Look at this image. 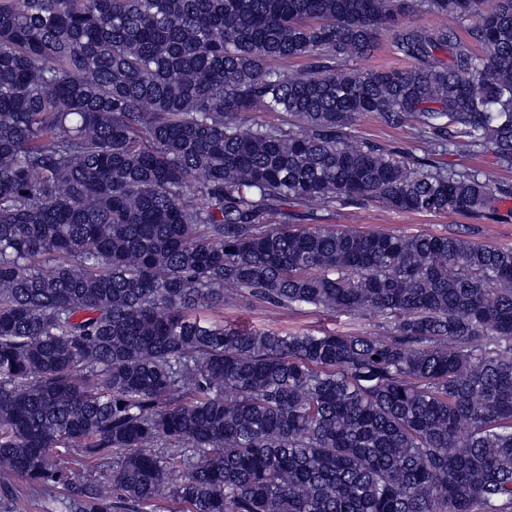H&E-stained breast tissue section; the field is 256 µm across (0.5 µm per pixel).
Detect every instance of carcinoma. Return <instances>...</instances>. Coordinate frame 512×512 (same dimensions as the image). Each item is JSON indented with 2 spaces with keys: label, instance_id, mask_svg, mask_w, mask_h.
Masks as SVG:
<instances>
[{
  "label": "carcinoma",
  "instance_id": "carcinoma-1",
  "mask_svg": "<svg viewBox=\"0 0 512 512\" xmlns=\"http://www.w3.org/2000/svg\"><path fill=\"white\" fill-rule=\"evenodd\" d=\"M484 4L0 0V512L19 481L50 512L164 487L179 512H512V250L318 215L512 196L444 161L512 168V0ZM384 31L408 65L346 68ZM363 115L427 153L355 140ZM235 291L388 330L207 315ZM408 25L421 26L426 28H442L447 27L464 38H467L466 28L470 26V22L461 20L455 15H437V14H419L409 20Z\"/></svg>",
  "mask_w": 512,
  "mask_h": 512
}]
</instances>
